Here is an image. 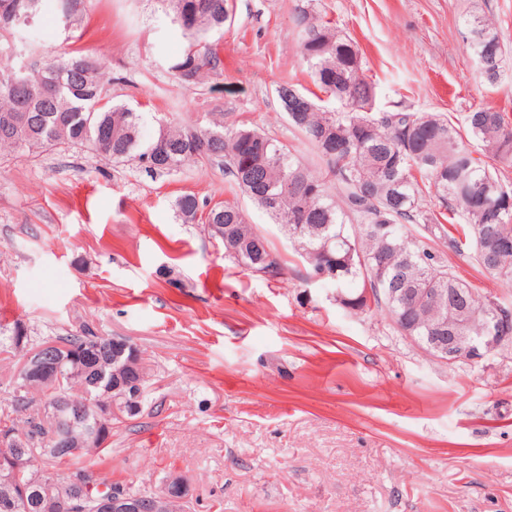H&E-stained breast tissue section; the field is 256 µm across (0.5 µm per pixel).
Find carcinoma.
<instances>
[{"label":"carcinoma","mask_w":512,"mask_h":512,"mask_svg":"<svg viewBox=\"0 0 512 512\" xmlns=\"http://www.w3.org/2000/svg\"><path fill=\"white\" fill-rule=\"evenodd\" d=\"M188 44L172 65L177 77L201 84L221 66L219 43L209 34L220 32L229 19L228 0H165ZM81 0H36L35 14L46 9L68 31L81 26ZM303 57L310 77L321 92L341 109L329 112L289 82L277 89L288 124L312 148L318 163L300 160L288 145L255 129H230L213 119L205 127L157 122L147 136V116L112 101L103 64L69 51L56 59L33 64L25 74L13 67L0 68V118L24 112L32 132L0 122V148L17 152H44L61 144L86 146L115 163L136 161L151 174H165L190 160L224 163L240 191L288 233L295 254L313 273L321 267L336 270L333 284L351 311L376 307L394 323L404 313L403 300L391 304L384 296L364 297L371 288H464L466 284L448 266L436 260L422 241L408 234L415 224L424 237L446 238L457 250L468 242L476 263L494 279L512 284V185L504 172L512 169V125L505 114L479 106L465 117V125L479 151L463 145L459 129L436 113L376 112V91L362 74V60L352 39L319 23L301 6L295 17ZM472 50L495 48L494 58L478 71L494 86L503 76V49L489 21L475 15L468 22ZM495 162L490 166L484 161ZM432 190L439 210L425 208ZM187 221L201 208L194 194L176 201ZM456 219L453 229L445 223ZM224 259L249 272L272 277L282 265L268 251L247 241L258 234L243 210L231 201L217 202L209 210L203 230L224 239ZM448 308L430 304L420 311L416 336L450 315ZM59 344L77 357L83 375L71 372V363L58 366L44 380L21 366L9 391L8 410L0 413V488L11 487L9 498L0 496V512H46L32 485V474L14 471L12 460L32 450L42 456V479L59 495L64 475L102 461L106 441L89 438L94 416L70 423L64 415L86 406H112L111 388L101 373L112 370V342L81 329L49 341L29 342L20 323L0 326V352L24 362L38 347ZM51 402L65 406L53 418L42 414ZM166 482L154 488L99 475L82 491L84 512H96L100 498L112 491L130 497L165 493Z\"/></svg>","instance_id":"cac0c4a2"}]
</instances>
